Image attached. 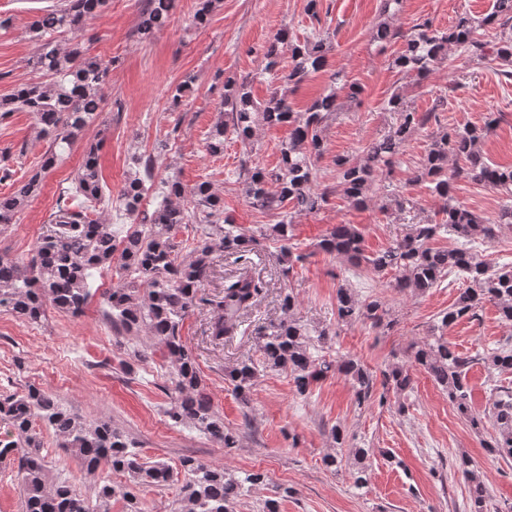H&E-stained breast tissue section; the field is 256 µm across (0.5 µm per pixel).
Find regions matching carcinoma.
I'll use <instances>...</instances> for the list:
<instances>
[{"mask_svg":"<svg viewBox=\"0 0 512 512\" xmlns=\"http://www.w3.org/2000/svg\"><path fill=\"white\" fill-rule=\"evenodd\" d=\"M108 0H63L62 6L36 16L30 25L40 41L34 64L56 77L51 84L25 83L10 97L0 100V116L11 109H25L35 116L41 135L53 145L69 144L101 111V89L108 66L90 57L79 41L60 45L52 35L61 30L75 31L94 18ZM173 0H146L140 13L137 32L149 38L168 22ZM497 25L512 31V0H497L494 11L477 21L463 16L446 32L432 29L428 22L416 25L406 38V50L395 58L394 66L418 77L431 73L441 63L445 49L453 44L484 58L485 44L474 40L476 28ZM294 66L288 83L297 85L308 74L324 65L323 40L305 41L291 48ZM337 92L315 100L304 112H295L288 102V89L272 93L263 103H255L250 94L239 89L225 91L221 102V121L216 125L213 152L224 148V133L232 131L244 144H251L257 126L286 124L288 142L282 144V166L274 173L261 168H244L245 196L257 209L277 212L291 201L300 210L311 211L326 202L330 190L318 191L316 163L323 153L321 133L337 109ZM389 110L399 114L395 129L365 148V160L352 162L336 159V190L349 201L363 205L381 167H389L401 154L404 143L416 131L425 128L433 112H418L404 105L402 97L387 101ZM500 120L489 115L484 127L468 126L453 132L443 128L433 135L413 181L428 182L443 205L438 223L416 224L410 233L389 244L384 250L364 254L363 237L353 224H336L320 242V249L358 267L366 264L375 272L396 273L395 287L413 294H423L437 287L451 272H458L469 282L448 309L441 326L448 327L463 317H473L485 302L494 304L502 321L512 324V267L491 270L488 264L465 247L434 248L429 245L437 233L450 232L459 238L495 237L497 225L475 212L452 202V183L469 179L507 193H512V167L488 162L481 143L485 129ZM460 165L448 168V158ZM55 162L48 153L41 171L22 182L11 194L0 197V233L14 222L40 186L41 172ZM137 171L127 179L120 200L126 214L134 217L136 229L116 240L112 225L90 217L103 202L99 145L89 147L74 178L75 189L64 188L51 223L53 229L42 237L35 255L27 263L0 259V309L32 325L45 317L51 304L72 316L81 314L92 297L88 279L101 269L118 268L121 283L103 294L106 316L118 336H150L154 350L172 365L171 383L175 398L166 415L172 424L190 426L234 448L237 432L224 426L205 393L196 359L181 334L184 319L202 303L211 306L210 336L219 340L237 332L240 316L252 308L262 292L259 281L247 268L239 270L224 287V295L206 299L199 295V285L211 269V255L220 248L227 255L249 251L254 236L224 216L221 199L211 182H198L190 190L194 209L181 204L185 188L176 180L166 184V193L153 211L141 209L152 179V159L135 158ZM83 197L77 207L67 204L70 192ZM206 224L190 256L180 260L176 253L174 232L183 224ZM290 224L280 220L269 230L282 241L283 262L293 266L307 255L288 236ZM298 304L291 293L281 302L282 315L256 329L258 361H242L227 371L233 392L242 401L255 383L259 368L286 370L299 395L308 393L313 383L329 374H343L355 388L358 404L372 400L376 376L351 358L330 359L318 354L328 342L329 332L308 327L297 314ZM336 315L341 322L366 319L377 328H388L387 310L378 299L361 301L349 288L336 291ZM488 367L512 372V348L501 347L483 357ZM474 358L456 351L448 340L435 336L413 345L409 363H392L381 371L379 404L387 402L386 391L400 395L413 389L412 368L424 370L448 395L457 414L474 428L481 417L471 410L466 372ZM492 413L498 436L486 447L502 458H512V393L498 391L492 399ZM41 421L56 438L57 447L77 459L89 474L108 467L128 475L136 485L165 489L175 481L174 471L166 462L150 461L136 450L135 441L108 420L95 425L86 423L74 410L44 390L30 386L22 393L0 397V462L18 461L19 495L22 512H112V499L121 496L128 512H140L134 495L119 492L111 483L101 481L87 495L67 478L51 476L48 450L43 435L36 428ZM184 481L174 501L173 512H234L235 505L250 495L264 481L259 472L244 476L229 474L224 467L194 456L180 459ZM470 512H491L486 486L476 481L471 489Z\"/></svg>","mask_w":512,"mask_h":512,"instance_id":"cac0c4a2","label":"carcinoma"}]
</instances>
